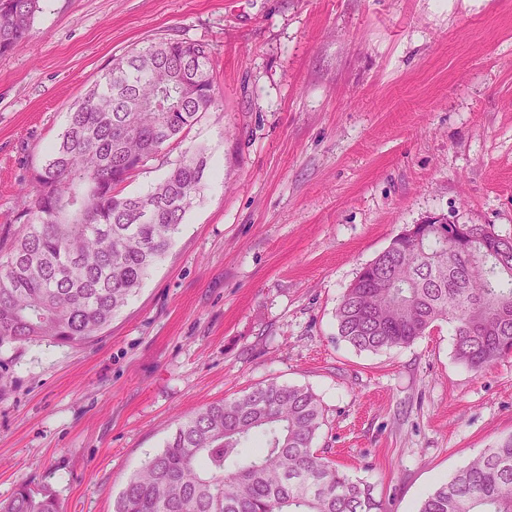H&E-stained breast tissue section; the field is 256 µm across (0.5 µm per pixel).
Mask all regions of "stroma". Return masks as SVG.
<instances>
[{
  "label": "stroma",
  "instance_id": "1",
  "mask_svg": "<svg viewBox=\"0 0 512 512\" xmlns=\"http://www.w3.org/2000/svg\"><path fill=\"white\" fill-rule=\"evenodd\" d=\"M0 56V231L113 58L207 44L219 108L169 159L207 157L168 252L92 342L0 346V501L49 490L113 512L179 423L275 380L310 388L315 446L420 502L512 435V356L472 372L441 323L358 351L336 329L357 273L432 214L512 237V0H41Z\"/></svg>",
  "mask_w": 512,
  "mask_h": 512
}]
</instances>
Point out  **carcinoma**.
I'll return each instance as SVG.
<instances>
[{
	"mask_svg": "<svg viewBox=\"0 0 512 512\" xmlns=\"http://www.w3.org/2000/svg\"><path fill=\"white\" fill-rule=\"evenodd\" d=\"M40 0H0V55L28 42ZM216 104L211 49L162 38L113 59L70 107L49 158L20 193L26 204L0 246V345L86 343L140 288L200 194L201 149L168 162L142 195L119 190L186 137ZM363 266L336 306L337 334L360 351L404 347L436 322L472 371L512 354V246L480 230L451 242L418 227ZM323 407L274 380L181 423L135 473L114 512H383L373 487L313 448ZM255 437L257 449L246 452ZM0 512H60L48 491L20 487ZM418 512H512V436L441 483Z\"/></svg>",
	"mask_w": 512,
	"mask_h": 512,
	"instance_id": "1",
	"label": "carcinoma"
}]
</instances>
